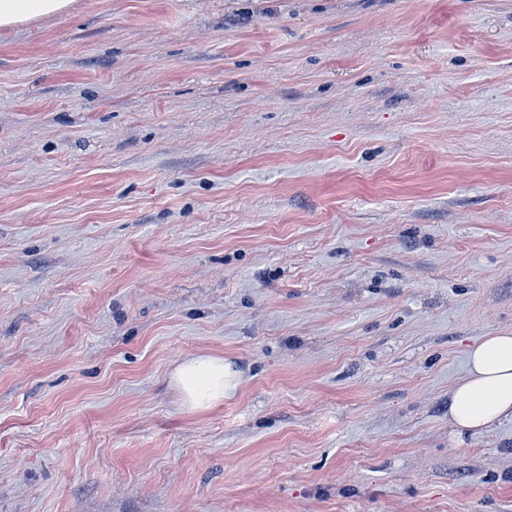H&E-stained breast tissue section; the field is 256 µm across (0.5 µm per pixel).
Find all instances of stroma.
<instances>
[{
    "mask_svg": "<svg viewBox=\"0 0 512 512\" xmlns=\"http://www.w3.org/2000/svg\"><path fill=\"white\" fill-rule=\"evenodd\" d=\"M504 331L512 0L0 31V512H512V421L448 423ZM232 374L223 357L198 356L184 359L171 373L172 384L180 391L184 403L193 410H207L223 404L231 387Z\"/></svg>",
    "mask_w": 512,
    "mask_h": 512,
    "instance_id": "stroma-1",
    "label": "stroma"
}]
</instances>
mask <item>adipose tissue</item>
I'll list each match as a JSON object with an SVG mask.
<instances>
[{
	"label": "adipose tissue",
	"mask_w": 512,
	"mask_h": 512,
	"mask_svg": "<svg viewBox=\"0 0 512 512\" xmlns=\"http://www.w3.org/2000/svg\"><path fill=\"white\" fill-rule=\"evenodd\" d=\"M72 0H0V29L68 11ZM232 375L218 356L184 359L171 374L187 407L207 410L223 404ZM512 419V334L484 337L467 353L465 377L452 391L448 421L457 435L477 434Z\"/></svg>",
	"instance_id": "obj_1"
}]
</instances>
